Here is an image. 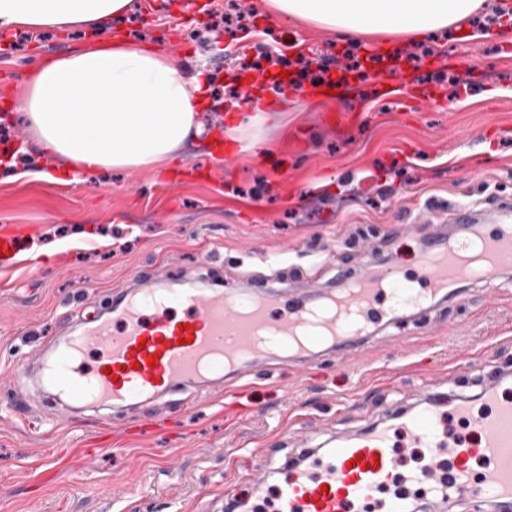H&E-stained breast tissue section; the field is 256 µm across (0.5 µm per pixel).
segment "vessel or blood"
<instances>
[{"label":"vessel or blood","instance_id":"obj_1","mask_svg":"<svg viewBox=\"0 0 512 512\" xmlns=\"http://www.w3.org/2000/svg\"><path fill=\"white\" fill-rule=\"evenodd\" d=\"M512 272V208L492 228L436 237L414 273L362 270L315 297L151 286L123 294L111 309L50 355L12 367L16 386L39 378L71 406L98 411L141 407L183 387L226 389L245 369L293 354L308 363L327 351L349 361L379 328L453 296L466 281L497 285ZM98 364H88L90 355ZM503 373L479 401L461 395L452 410L433 389L414 407L382 415L326 449L304 448L281 468L274 492L251 486L253 512H411L421 496L443 505L465 500L512 512V396ZM420 451L401 470L397 439Z\"/></svg>","mask_w":512,"mask_h":512}]
</instances>
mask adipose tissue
Instances as JSON below:
<instances>
[{
  "mask_svg": "<svg viewBox=\"0 0 512 512\" xmlns=\"http://www.w3.org/2000/svg\"><path fill=\"white\" fill-rule=\"evenodd\" d=\"M279 14L357 40L373 34H426L457 28L484 0H268ZM132 0H0V32L94 28L124 17ZM13 103L34 143L65 162L64 175L117 168L161 174L175 152L202 134L205 66L194 75L154 47L86 42L31 63Z\"/></svg>",
  "mask_w": 512,
  "mask_h": 512,
  "instance_id": "obj_1",
  "label": "adipose tissue"
}]
</instances>
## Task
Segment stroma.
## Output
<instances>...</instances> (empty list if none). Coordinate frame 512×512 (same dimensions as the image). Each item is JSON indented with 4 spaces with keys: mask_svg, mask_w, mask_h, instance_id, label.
<instances>
[{
    "mask_svg": "<svg viewBox=\"0 0 512 512\" xmlns=\"http://www.w3.org/2000/svg\"><path fill=\"white\" fill-rule=\"evenodd\" d=\"M186 2L133 0L124 18L93 30L18 31L20 49L0 54V153L24 154L35 170L57 166L34 148L22 113L4 108L21 93L28 60L91 40L151 45L190 69L202 61L226 85L244 43L334 68L371 44L415 47L399 35L355 44L275 16L263 0H235L254 15L244 40L203 43L214 2L195 0L192 19ZM466 26L471 39L425 38L431 55L397 73L369 65L367 79L336 98L311 96L307 82L274 94L270 117L235 141L224 136L227 118L243 119L250 106L210 88L200 113L206 135L164 177L129 169L79 184L0 183V227L26 228L21 258L0 261V512H225V494L247 491L240 479L227 481L229 470L268 477L300 449L412 406L421 380L475 396L491 372L512 371L511 276L496 301L468 284L460 298L380 330L373 349L348 364L325 356L307 369L291 359L262 376L240 374L232 398L189 386L142 413L113 411L112 451L72 455L67 477H52L47 451L98 435L97 415L75 413L56 428L66 406L36 383L24 411H14L10 366L52 350L113 298L142 288L143 273L168 287L320 293L336 288L338 272L357 274L365 253L413 270L437 230L420 210L487 216L512 204V10L487 0ZM484 29L494 37L480 38ZM76 234L82 247L65 248ZM100 236L112 247L97 245ZM395 336L425 348L426 366L395 360ZM206 396L210 404L183 410ZM148 422L161 438L138 437Z\"/></svg>",
    "mask_w": 512,
    "mask_h": 512,
    "instance_id": "stroma-1",
    "label": "stroma"
}]
</instances>
